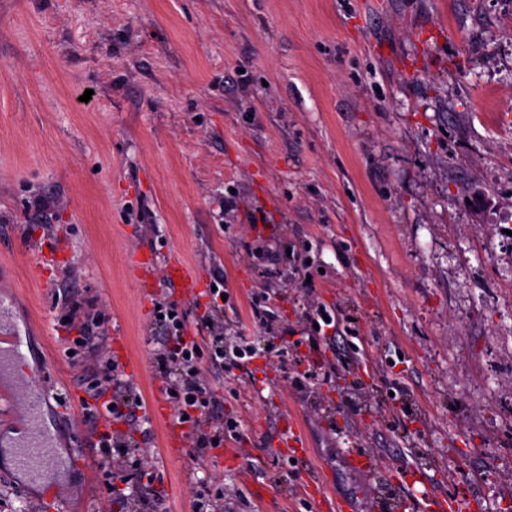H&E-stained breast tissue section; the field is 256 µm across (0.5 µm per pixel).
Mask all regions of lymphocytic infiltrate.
I'll list each match as a JSON object with an SVG mask.
<instances>
[{"label": "lymphocytic infiltrate", "mask_w": 512, "mask_h": 512, "mask_svg": "<svg viewBox=\"0 0 512 512\" xmlns=\"http://www.w3.org/2000/svg\"><path fill=\"white\" fill-rule=\"evenodd\" d=\"M221 297V291L210 292L207 314L196 319V330L199 335L205 336V343L185 339L186 323L183 316L170 305L159 309L163 316L161 324L166 327L167 333L154 339V359L166 381V389L171 393L175 422L188 424L187 435L198 448H216L224 443V424L212 413L216 398L207 383V371L232 372L246 366L248 358L254 355L251 343L239 340L231 345L223 334L214 332L210 314L220 310ZM66 325L76 331V344L95 356L86 368L92 382V397L96 400L108 399L109 406L101 413L86 408L85 421L90 436L95 440L94 450L109 461L113 458V449L121 447L122 441L118 434L108 429L99 430L98 420H105L108 424L115 421L135 423L142 400L125 384L118 363L101 352L97 327L73 318L67 320Z\"/></svg>", "instance_id": "obj_1"}]
</instances>
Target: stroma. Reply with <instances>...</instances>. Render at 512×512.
Returning a JSON list of instances; mask_svg holds the SVG:
<instances>
[{
	"instance_id": "35a3bbf8",
	"label": "stroma",
	"mask_w": 512,
	"mask_h": 512,
	"mask_svg": "<svg viewBox=\"0 0 512 512\" xmlns=\"http://www.w3.org/2000/svg\"><path fill=\"white\" fill-rule=\"evenodd\" d=\"M218 269L225 336L266 308L294 347L256 340L233 385L208 373L222 447L116 424L129 486L149 464L162 512H316L314 480L363 512L353 449L382 483L420 471L412 498L512 501V0H0V282L59 392H88L72 297L142 365L145 406L164 401L153 305L197 318ZM317 303L335 338L314 341ZM41 422L74 476L9 464L22 432L0 418V512H138L89 441L70 447L61 403Z\"/></svg>"
}]
</instances>
